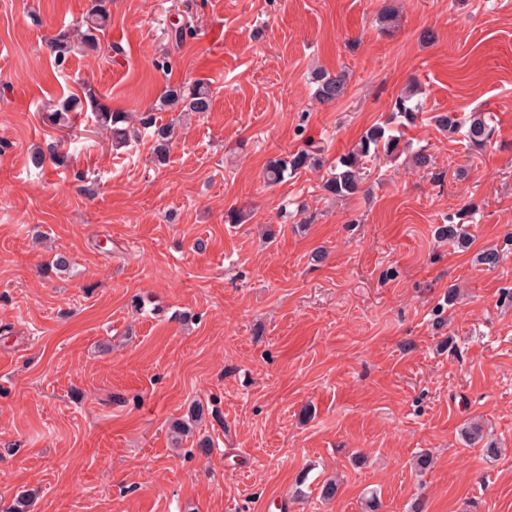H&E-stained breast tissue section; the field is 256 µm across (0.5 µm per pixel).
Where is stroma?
Returning a JSON list of instances; mask_svg holds the SVG:
<instances>
[{"label": "stroma", "instance_id": "35a3bbf8", "mask_svg": "<svg viewBox=\"0 0 512 512\" xmlns=\"http://www.w3.org/2000/svg\"><path fill=\"white\" fill-rule=\"evenodd\" d=\"M89 5L0 0V512H365L373 494L380 512H512V0H111L109 54L56 71L47 39ZM320 68L348 74L335 102L314 97ZM195 82L211 110L182 117L163 166L150 130L116 148L46 117L85 83L141 112ZM413 82L426 118L405 138L431 170L370 163L346 198L321 170L265 184L310 141L334 162ZM435 112L489 113L494 144ZM53 146L70 165L34 167ZM468 203L469 247L437 240ZM473 420L498 456L465 445Z\"/></svg>", "mask_w": 512, "mask_h": 512}]
</instances>
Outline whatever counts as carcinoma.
<instances>
[{"mask_svg":"<svg viewBox=\"0 0 512 512\" xmlns=\"http://www.w3.org/2000/svg\"><path fill=\"white\" fill-rule=\"evenodd\" d=\"M110 18L107 0H91V4L81 24L73 28H62L49 40L54 66L57 70L66 68L72 53L83 56H100L102 50L101 34ZM316 98L323 103H331L345 91L343 74L332 76L323 72L314 75ZM417 90L399 94L387 119L369 126L357 143L347 153L336 159L328 168L326 179L322 184L325 193L346 197L356 194L362 184L364 165L376 158L393 160L403 152L401 136L395 134V127L413 125L421 115V103L415 101ZM212 105L211 91L202 83L191 86L169 85L159 99L147 111L140 113L139 123L144 128L152 129L154 139V159L160 165L166 164L167 155L175 135V124H157L153 113L180 110L203 114L210 111ZM91 112L96 125L110 132L111 144L119 146L127 143L131 130L130 113L114 111L89 85L83 86L81 94H72L64 101L52 106L53 120L59 124L67 119L70 112ZM437 127L446 134L464 131L467 146L483 149L493 139L496 129L490 125L485 113L476 112L466 118H460L454 112H436L431 116ZM325 149L310 143L306 147L286 157L270 159L264 169V179L270 185H277L286 178L295 176L308 168L324 167ZM475 206L466 204L457 212L448 215L447 222L435 228V237L448 240L463 247L469 244L468 236L462 230V224L471 217ZM466 445L479 447L487 455H495L498 449L494 442L488 440L484 428L477 422H471L462 429Z\"/></svg>","mask_w":512,"mask_h":512,"instance_id":"1","label":"carcinoma"}]
</instances>
